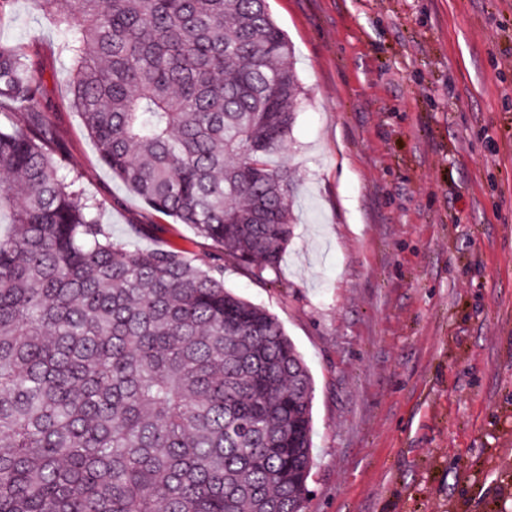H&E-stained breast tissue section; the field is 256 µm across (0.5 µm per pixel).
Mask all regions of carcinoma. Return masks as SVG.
<instances>
[{"label":"carcinoma","mask_w":512,"mask_h":512,"mask_svg":"<svg viewBox=\"0 0 512 512\" xmlns=\"http://www.w3.org/2000/svg\"><path fill=\"white\" fill-rule=\"evenodd\" d=\"M101 162L260 276L294 233L304 88L268 0H38ZM0 43V512H303L313 380L277 317L112 239Z\"/></svg>","instance_id":"carcinoma-1"}]
</instances>
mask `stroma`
I'll return each instance as SVG.
<instances>
[{"label":"stroma","instance_id":"35a3bbf8","mask_svg":"<svg viewBox=\"0 0 512 512\" xmlns=\"http://www.w3.org/2000/svg\"><path fill=\"white\" fill-rule=\"evenodd\" d=\"M305 95L282 159L294 235L276 272L224 285L275 314L314 380L304 512H512V0H268ZM54 150L142 250L220 249L98 157L34 0Z\"/></svg>","mask_w":512,"mask_h":512}]
</instances>
